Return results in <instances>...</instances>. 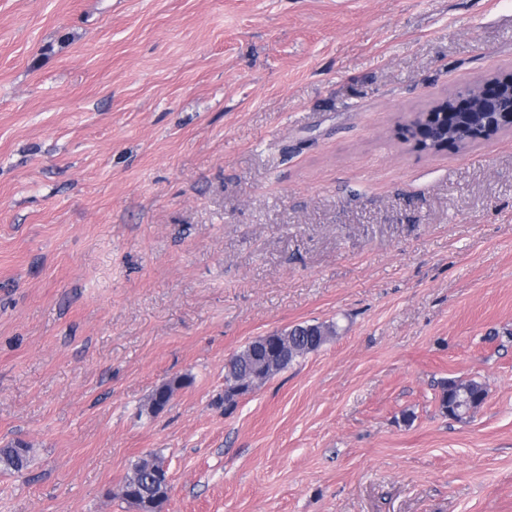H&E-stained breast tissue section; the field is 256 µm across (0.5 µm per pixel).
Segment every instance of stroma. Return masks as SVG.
Wrapping results in <instances>:
<instances>
[{"instance_id": "35a3bbf8", "label": "stroma", "mask_w": 512, "mask_h": 512, "mask_svg": "<svg viewBox=\"0 0 512 512\" xmlns=\"http://www.w3.org/2000/svg\"><path fill=\"white\" fill-rule=\"evenodd\" d=\"M509 71L512 0H0V512H512V129L400 136ZM334 333L330 326L322 324L313 325H297L287 331L275 333L272 340L288 341V358L283 359L277 366L269 373L261 376L253 377L254 369L250 357L249 343L241 352L233 355L224 364V408H231L235 403V399L239 394V388L244 386L243 377L248 376L253 381V388L262 384L275 373L286 369L289 364L297 358L316 351L323 345ZM251 388V390L253 389ZM183 384H185V379L180 378L158 386L149 398L148 410L151 413H158L163 410L169 403L176 387H180ZM439 386L440 410L443 414L454 418H461L470 409L481 405L488 394L486 386L474 380L468 382L444 380ZM29 463L30 449L25 443L15 441L0 448V469L21 472ZM163 466L156 458H143L135 463L132 474L125 481L128 491L123 498L136 511L156 512L157 507L169 500L170 487L156 478L166 471Z\"/></svg>"}]
</instances>
